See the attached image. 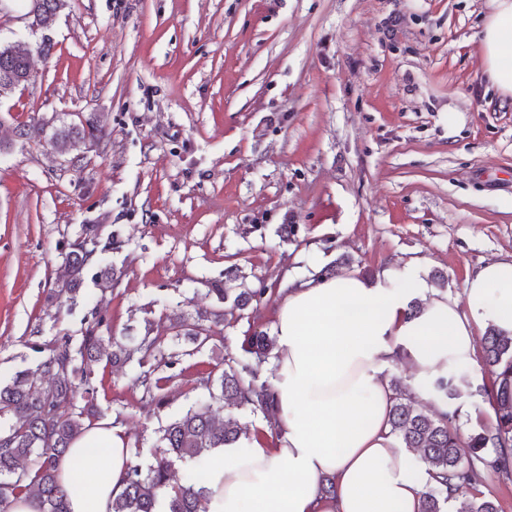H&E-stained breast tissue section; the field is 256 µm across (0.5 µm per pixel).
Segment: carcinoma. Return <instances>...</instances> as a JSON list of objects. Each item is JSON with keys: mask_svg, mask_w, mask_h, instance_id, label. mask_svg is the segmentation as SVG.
I'll return each instance as SVG.
<instances>
[{"mask_svg": "<svg viewBox=\"0 0 512 512\" xmlns=\"http://www.w3.org/2000/svg\"><path fill=\"white\" fill-rule=\"evenodd\" d=\"M67 0H41L35 16L38 31L56 27ZM55 45L17 42L0 46V100L10 98L22 78L31 73L32 55L52 54ZM102 131L96 121L64 122L57 116L32 117L18 126V137L33 143L46 141L57 153L66 155L78 143L96 141ZM97 227L83 230V241L76 244L61 270L68 290L81 282V274L92 251L87 243L97 239ZM224 302L231 303L227 314L234 315L252 305H260L266 288H214ZM101 321L85 329L78 347L63 338L38 352L46 353L36 369H24L0 385V512H10L12 503L24 496L34 502L37 512H68V498L88 493L84 467H78L67 484L57 472L58 460L73 441L97 424L103 414L97 408L95 366L137 361L135 383L149 394L156 408L167 407L170 393L166 385L175 374L160 375L179 364L180 352L158 358V338L145 328L132 347L115 345L112 338L98 334ZM276 338L254 329L245 337L241 351L225 348L224 359L216 365L211 382L219 393L208 388V396L196 406L160 427L152 460L132 463L124 477L122 493L112 501L110 512H201L208 490L204 480L215 464L213 451L228 446L241 447L250 433L232 416L216 417L214 404L222 409L247 410L272 423L274 398L263 368L274 357ZM484 367L500 380L501 391L490 392L495 420L489 427L469 436L467 460H462V433L458 411L429 413L416 403L407 387L392 383L395 403L390 418L391 433L411 449L432 475L434 483L421 491L422 512H445L451 490L461 501L457 512H499L497 505L480 490L486 474L493 470L512 479V337L487 331L483 341ZM433 394L451 401L458 390L451 377L439 376L432 383ZM80 396L82 403L75 402ZM184 467L176 477V467Z\"/></svg>", "mask_w": 512, "mask_h": 512, "instance_id": "1", "label": "carcinoma"}]
</instances>
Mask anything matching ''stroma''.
Listing matches in <instances>:
<instances>
[{"label": "stroma", "instance_id": "stroma-1", "mask_svg": "<svg viewBox=\"0 0 512 512\" xmlns=\"http://www.w3.org/2000/svg\"><path fill=\"white\" fill-rule=\"evenodd\" d=\"M488 0H68L50 57L0 100V381L35 345L80 341L92 318L122 340L183 350L156 411L136 364L96 369L97 404L151 458L161 426L207 393L225 348L272 329L282 284L340 259L373 278L421 267L464 301L466 278L512 257V98L482 77ZM95 118L93 146L26 143L31 116ZM99 225L81 285L57 278ZM290 224L295 235L279 236ZM117 275L98 278L102 264ZM237 265L267 285L218 318ZM212 339L187 353L180 334ZM463 435L489 425L482 361L460 365ZM239 277L238 268L231 265L224 269V288H216L214 293L220 299L224 300V304L229 302L233 297L229 311L224 310V316L231 315L234 317L236 311H244L248 307L255 304V308L261 304L264 296L269 291L268 288H226V283L235 281Z\"/></svg>", "mask_w": 512, "mask_h": 512}]
</instances>
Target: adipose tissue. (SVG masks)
I'll return each mask as SVG.
<instances>
[{"mask_svg":"<svg viewBox=\"0 0 512 512\" xmlns=\"http://www.w3.org/2000/svg\"><path fill=\"white\" fill-rule=\"evenodd\" d=\"M490 88L512 97V0H490L480 33ZM391 271L320 275L289 288L274 317L272 389L277 436L228 448L209 472L206 512H421L432 477L390 431L394 392L386 369L406 363L410 389L474 361L478 332L512 336V260L482 265L464 283L466 306L435 293L418 271L399 290ZM421 308L409 316L412 299ZM101 449L107 472L69 512H109L131 464L124 430L101 422L74 440L58 465L68 482L84 454ZM334 485L333 494L322 490Z\"/></svg>","mask_w":512,"mask_h":512,"instance_id":"ef3b65f1","label":"adipose tissue"}]
</instances>
